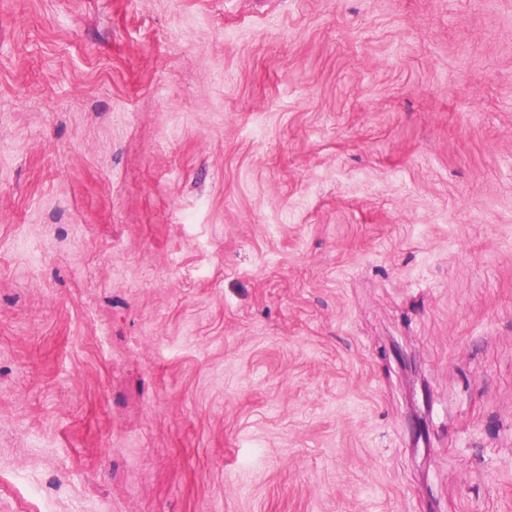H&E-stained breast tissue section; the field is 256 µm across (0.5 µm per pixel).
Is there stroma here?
Here are the masks:
<instances>
[{"mask_svg":"<svg viewBox=\"0 0 512 512\" xmlns=\"http://www.w3.org/2000/svg\"><path fill=\"white\" fill-rule=\"evenodd\" d=\"M0 512H512V0H0Z\"/></svg>","mask_w":512,"mask_h":512,"instance_id":"35a3bbf8","label":"stroma"}]
</instances>
